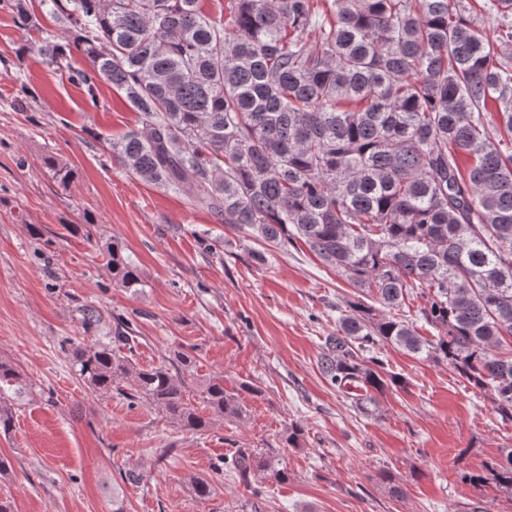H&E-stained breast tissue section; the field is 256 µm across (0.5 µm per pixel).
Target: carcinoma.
<instances>
[{"mask_svg":"<svg viewBox=\"0 0 512 512\" xmlns=\"http://www.w3.org/2000/svg\"><path fill=\"white\" fill-rule=\"evenodd\" d=\"M63 27L27 51L61 69L100 107L107 82L139 124L112 158L147 184L186 190L228 226L273 248L301 241L359 291L324 341L319 369L368 415L376 395L403 387L377 355L388 344L446 364L512 422V0H487L493 33L465 0H228L212 20L201 0H42ZM29 27V0H0ZM87 65L76 66L71 54ZM61 183L71 170L45 159ZM112 281L131 293L140 269L114 240ZM423 299L420 336L396 310ZM85 329L104 321L80 309ZM137 336L114 317L109 334L66 349L91 389L144 400L177 428L209 419L185 399L184 349L148 367ZM20 374L0 358V433L13 427ZM224 378L203 402L228 419L245 412ZM240 480L271 471L267 453L238 448L224 462ZM462 483L512 495V450L459 473Z\"/></svg>","mask_w":512,"mask_h":512,"instance_id":"1","label":"carcinoma"}]
</instances>
